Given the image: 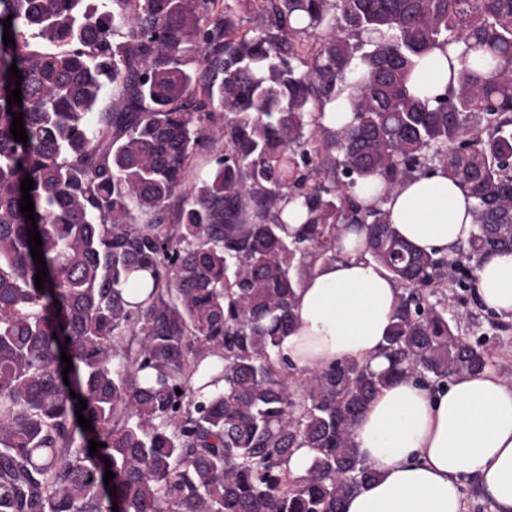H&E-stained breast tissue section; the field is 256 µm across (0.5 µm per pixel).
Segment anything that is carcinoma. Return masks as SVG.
I'll list each match as a JSON object with an SVG mask.
<instances>
[{"label":"carcinoma","mask_w":512,"mask_h":512,"mask_svg":"<svg viewBox=\"0 0 512 512\" xmlns=\"http://www.w3.org/2000/svg\"><path fill=\"white\" fill-rule=\"evenodd\" d=\"M237 6L261 23L241 30L218 0H0V512H338L371 476L352 429L382 387L489 365L431 301L460 268L404 241L383 203L438 165L474 199L470 252L512 250V0ZM433 48L457 64L447 92L420 98L409 79ZM343 88L352 119L331 129L323 107ZM215 107L224 154L189 186ZM370 178L383 192L367 207L353 188ZM283 201L305 215L291 237ZM350 224L404 287L389 367L340 361L295 392L276 348L302 277ZM136 271L150 280L130 284Z\"/></svg>","instance_id":"cac0c4a2"}]
</instances>
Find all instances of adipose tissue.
I'll list each match as a JSON object with an SVG mask.
<instances>
[{"mask_svg": "<svg viewBox=\"0 0 512 512\" xmlns=\"http://www.w3.org/2000/svg\"><path fill=\"white\" fill-rule=\"evenodd\" d=\"M449 85L448 54L424 55L410 80L422 97ZM380 184L359 186L367 204L383 202L415 249L454 257L475 230L473 201L442 170L408 178L379 196ZM344 258L321 262L297 290V322L278 354L313 373L355 359L382 370L381 351L400 304L399 283L364 258V235L348 234ZM480 303L512 319V251L479 258ZM359 457L373 475L342 499L339 512H464L462 482L475 478L495 512H512V381L492 372L452 377L436 387L402 378L383 387L353 430Z\"/></svg>", "mask_w": 512, "mask_h": 512, "instance_id": "ef3b65f1", "label": "adipose tissue"}]
</instances>
